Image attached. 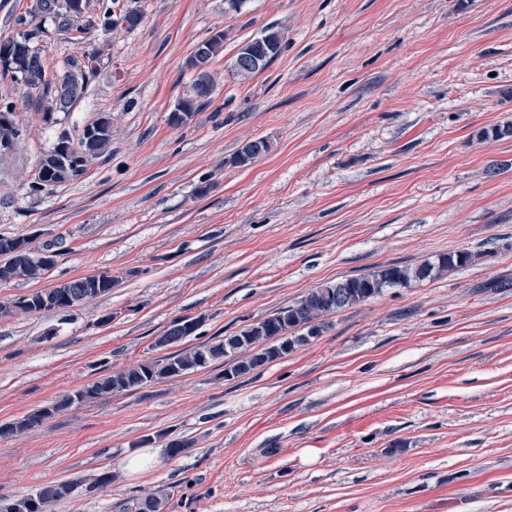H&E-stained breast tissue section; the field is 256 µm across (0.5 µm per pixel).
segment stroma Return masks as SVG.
Masks as SVG:
<instances>
[{
    "label": "stroma",
    "mask_w": 512,
    "mask_h": 512,
    "mask_svg": "<svg viewBox=\"0 0 512 512\" xmlns=\"http://www.w3.org/2000/svg\"><path fill=\"white\" fill-rule=\"evenodd\" d=\"M141 24L73 45L49 29L51 70L108 41L85 96L51 115L0 79L23 139L0 158V234L50 250L41 281L0 302L107 272L108 295L0 316V423L98 376L162 359L197 319L213 342L313 288L454 250L469 265L329 316L320 336L246 376L211 367L60 411L0 438V496L75 482L50 512H124L169 487L166 512H512V0H117ZM270 25L287 47L231 72ZM223 30L212 101L184 125L186 60ZM112 152L31 193L40 157L99 115ZM270 151L228 159L252 139ZM212 188L198 196L202 178ZM191 440L140 476L142 439ZM115 477L91 489L95 475Z\"/></svg>",
    "instance_id": "stroma-1"
}]
</instances>
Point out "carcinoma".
Instances as JSON below:
<instances>
[{"mask_svg": "<svg viewBox=\"0 0 512 512\" xmlns=\"http://www.w3.org/2000/svg\"><path fill=\"white\" fill-rule=\"evenodd\" d=\"M112 12V0H98V8L92 9L89 0H34L30 10L20 14L15 24L20 27L17 40L20 42V55L13 65L0 68V77L20 80L28 90L36 91L31 97L35 110L49 114L64 112L81 100L87 92L90 78L96 64L106 51L108 44L99 43L91 52L82 57H71L66 70L59 74L48 71L46 61L33 44L44 37L45 29L36 23L39 17H49L55 31L68 42L81 41L96 30L98 15ZM208 60H214L223 50L224 32L202 40ZM74 74L80 76L76 82L70 81ZM215 83L211 73H205L202 82H193L181 112H173L170 121L176 125L191 120L195 112L211 103ZM95 122L106 126L105 131L89 146L82 141L74 143L71 149L72 162L65 167H45L37 174L30 190L41 192L52 187L74 181L81 177L90 163L109 153L112 146V122L106 116H99ZM25 238L0 235V256H5L0 267V282L14 279L40 281L49 273L37 259L36 253L28 247ZM475 254L465 251H451L437 255L420 265L391 266L356 277L326 283L302 296L292 304L276 310L268 317L252 323L242 330L229 334L215 342L198 344L161 360L140 363L116 373H108L95 381L65 394L56 402L53 409L40 407L20 418L0 424V437H10L41 426L56 413L79 405L90 399H99L117 393L136 391L160 380L171 379L206 369L222 361L226 365L224 377L239 378L252 371L280 359L319 336L326 326L324 318L347 308L365 303L383 293L388 288L408 287L413 283L431 280L444 271L472 263ZM87 278L71 279L59 295L56 304L41 306L35 302L21 306L18 301L0 305L1 315H11L16 311L36 313L43 310L65 311L72 304L65 301L71 297L76 304L112 290V282L107 281L98 291L85 289ZM186 318L180 317L170 323L169 328L157 340L159 345H172L191 336L185 328ZM74 485L50 484L35 493L0 502V512H48V506L68 496ZM168 493L161 488L127 506L128 512H160L165 508Z\"/></svg>", "mask_w": 512, "mask_h": 512, "instance_id": "1", "label": "carcinoma"}]
</instances>
